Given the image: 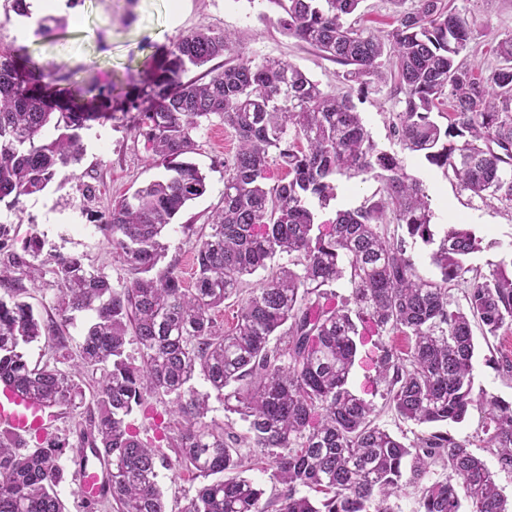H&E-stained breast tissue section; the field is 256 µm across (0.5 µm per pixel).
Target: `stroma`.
<instances>
[{
  "instance_id": "obj_1",
  "label": "stroma",
  "mask_w": 512,
  "mask_h": 512,
  "mask_svg": "<svg viewBox=\"0 0 512 512\" xmlns=\"http://www.w3.org/2000/svg\"><path fill=\"white\" fill-rule=\"evenodd\" d=\"M451 5L475 15L472 40L463 58L476 71H488L497 62V37L512 32V0H451ZM59 15L65 20V34L28 37L9 0H0V45L27 48L46 65L62 64L66 69L80 70L82 77L102 87L112 75H119L134 98L142 88V72L157 49L205 25L232 34L237 51L244 56L290 62L327 93L345 88L341 66L284 32L278 24L279 13L269 0H181L176 9L170 0H66ZM399 98L393 85L382 82L367 95H354L353 102L377 147L397 155L407 173L423 182L434 213L435 232L461 223L470 225L482 238L481 251L469 256L467 272L449 292L451 302L461 304L476 274L489 273L495 264L512 260V209L498 203L488 206L470 197L445 169L403 149L391 131L392 116L401 109ZM131 122V114L118 112L105 122L91 123L82 133L85 152L78 165L61 169L47 190L23 198L17 208L0 207V224L10 227L16 240L32 233L44 240L41 262L50 263L54 252L81 255L86 264L103 269L116 289L126 284L129 275L113 259L112 245L98 223L115 202L165 173L150 159L143 139L130 132ZM196 141L190 159L205 174L207 191L175 217L162 239V265L174 266L187 284L192 281L194 256V238L189 229L207 223L220 206L225 166L238 146L234 130L216 118L203 123ZM89 184L96 188L92 200L84 195ZM378 188V182L372 179L340 181L335 198L318 209L319 221L333 219L337 211L359 207ZM396 341V336L387 333L369 337L352 370L349 386L375 406L379 426L409 442L417 425L388 409L383 399L386 387L376 377L381 346ZM506 359H512V336L478 341L473 361L475 389L512 401V373L502 368ZM165 455L159 485L166 509L182 512L200 483L179 474L173 449H166Z\"/></svg>"
}]
</instances>
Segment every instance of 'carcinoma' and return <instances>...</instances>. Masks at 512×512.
Wrapping results in <instances>:
<instances>
[{
    "mask_svg": "<svg viewBox=\"0 0 512 512\" xmlns=\"http://www.w3.org/2000/svg\"><path fill=\"white\" fill-rule=\"evenodd\" d=\"M279 24L300 41L346 67L345 81L367 93L389 71L404 98L392 133L402 146L453 174L484 203L512 205V33L499 38V65L478 74L459 59L475 18L445 0H392L396 25L376 36L348 22L361 0H267ZM35 33L64 28L42 18ZM228 56L205 77L184 79ZM57 69L29 54L0 47V204L12 209L42 192L61 168L81 160V130L114 109L115 84L93 93L73 84L60 100ZM146 90L131 130L145 140L151 160L167 175L116 202L99 225L129 280L117 290L100 270L76 255L54 256L61 321L91 311L77 360L57 341L59 325L42 324L21 298L23 277L45 242L30 235L22 252L9 248L0 225V381L48 407L84 408L77 444L48 434L24 448L0 435V512H65L56 487L67 449L93 448L111 464L112 495L89 507L115 512H166L158 486L160 448L142 440L128 417L152 398L174 396L170 414L180 472L203 478L183 512H394L405 467L416 489V512H509L492 472L472 443L431 431L405 443L375 423L372 404L349 388L363 333H392L406 347H382L379 376L386 405L418 425L461 423L484 410L482 442L499 470L512 474V401L474 393V327L484 340L512 332V269L497 264L474 281L465 304L451 307L448 285L467 272L479 238L466 224H450L432 253L437 281L420 277L405 240L383 230L388 216L408 237L434 242L433 211L420 180L396 155L376 148L351 92L328 94L295 65L233 56L232 36L200 27L176 38L145 73ZM449 112L432 113L443 104ZM217 117L236 132L237 150L225 165L223 205L196 232L195 272L187 288L170 266L158 267L167 226L207 191L206 177L185 157L195 134ZM56 134L45 136L47 126ZM285 176L268 183L270 162ZM368 175L380 196L327 224L310 208L336 196L340 177ZM287 253L289 266L268 265ZM268 275L258 288L246 277ZM348 278L351 295L331 287ZM236 298L226 329L214 316ZM135 337L140 362L125 355ZM280 342L270 345L271 337ZM54 343L51 363L33 365L25 346ZM93 375L90 403L76 377ZM202 377L211 392L185 395ZM248 423L239 435L206 421L210 393ZM273 471L282 488L271 496L241 476L242 447ZM441 477L424 481L433 467ZM319 494L316 499L301 489Z\"/></svg>",
    "mask_w": 512,
    "mask_h": 512,
    "instance_id": "carcinoma-1",
    "label": "carcinoma"
}]
</instances>
